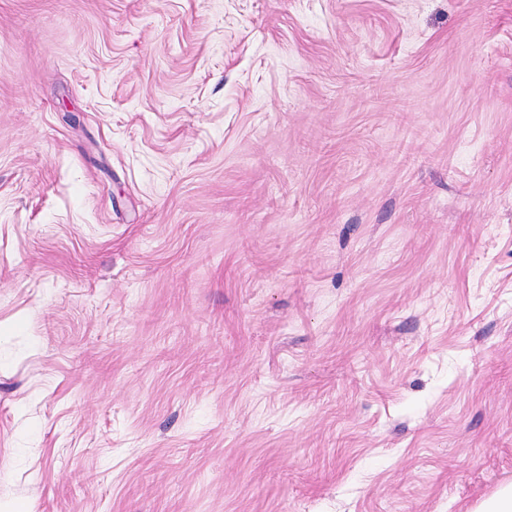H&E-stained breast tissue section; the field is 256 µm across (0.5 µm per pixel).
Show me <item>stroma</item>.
<instances>
[{"instance_id":"obj_1","label":"stroma","mask_w":512,"mask_h":512,"mask_svg":"<svg viewBox=\"0 0 512 512\" xmlns=\"http://www.w3.org/2000/svg\"><path fill=\"white\" fill-rule=\"evenodd\" d=\"M510 483L512 0H0V512Z\"/></svg>"}]
</instances>
